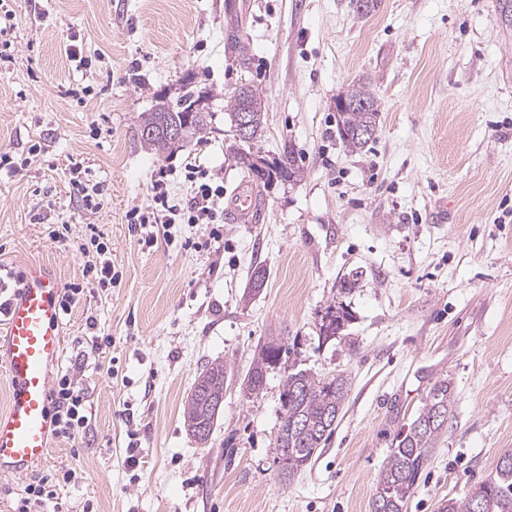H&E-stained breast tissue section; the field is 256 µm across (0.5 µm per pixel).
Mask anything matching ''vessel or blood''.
<instances>
[{"label":"vessel or blood","mask_w":512,"mask_h":512,"mask_svg":"<svg viewBox=\"0 0 512 512\" xmlns=\"http://www.w3.org/2000/svg\"><path fill=\"white\" fill-rule=\"evenodd\" d=\"M256 199L249 183H241L228 199L225 214L234 223L254 220ZM58 286L43 267L31 266L5 315L4 367L11 398L0 415V472L23 475L49 452L51 431L49 366L63 349Z\"/></svg>","instance_id":"vessel-or-blood-1"}]
</instances>
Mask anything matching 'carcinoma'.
Instances as JSON below:
<instances>
[{"label": "carcinoma", "mask_w": 512, "mask_h": 512, "mask_svg": "<svg viewBox=\"0 0 512 512\" xmlns=\"http://www.w3.org/2000/svg\"><path fill=\"white\" fill-rule=\"evenodd\" d=\"M345 107L337 109L336 126L342 140L351 148L361 149L368 139L361 132L368 126H377L379 105L369 87L362 83L348 85L339 96ZM194 95L186 93L174 106L161 105L147 113L143 126L155 128L179 124L184 135L200 134L208 126V113L193 112ZM255 109V130L263 132L264 105L261 94L253 85L244 86L243 95L236 103H228L230 122H235L238 106ZM302 175L295 166L289 148L275 158L266 180L274 177L288 179ZM290 347L280 336H270L261 345L242 386L251 396L263 389L267 371L279 365ZM229 373L224 362H212L198 375L187 399L184 419L192 436L203 425L213 427L218 411L209 402L208 389L214 382L226 383ZM349 391V379L342 375L318 377L307 369L288 370L280 395L281 425L274 441V460L283 456V449H291L287 469L280 471L285 480L293 479L306 468L316 451L332 434L331 423L343 409ZM452 406L451 382L444 379L429 390L423 407L408 425L394 437L381 471L371 512H406L407 503L417 487L420 475L427 465L440 438L448 432ZM439 512H512V462L499 459L494 475L472 489L464 498L444 501Z\"/></svg>", "instance_id": "1"}]
</instances>
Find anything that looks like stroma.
Returning a JSON list of instances; mask_svg holds the SVG:
<instances>
[{
	"label": "stroma",
	"mask_w": 512,
	"mask_h": 512,
	"mask_svg": "<svg viewBox=\"0 0 512 512\" xmlns=\"http://www.w3.org/2000/svg\"><path fill=\"white\" fill-rule=\"evenodd\" d=\"M224 2L0 0L14 57L0 65V154L19 163L0 170V268L38 262L81 287L49 371L75 370L88 418L75 439L51 437L23 479L0 477V512L26 483L69 468L77 478L48 512H370L393 438L442 379L453 427L407 512H439L512 451V29L494 0H381L366 16L354 0H251L240 21ZM362 79L380 123L352 151L336 97ZM247 83L265 103L257 149L271 160L291 145L301 179L259 185V218L224 223L221 240L174 224L171 239L140 245L128 213L151 205L156 180L174 203L194 192L188 166L228 193L247 178L226 109ZM187 89L206 96L208 126L155 154L141 117ZM75 166L104 187L99 209L73 197ZM439 200L444 224L431 220ZM64 224L68 241L54 242ZM94 233L122 276L115 287L84 274L79 246ZM351 277L357 287L341 293ZM337 303L351 319L321 339ZM95 336L98 356L75 369V338ZM270 336L315 374L351 379L333 435L290 482L272 453L287 365L268 370L259 395L241 388ZM214 360L232 380L201 444L183 412Z\"/></svg>",
	"instance_id": "1"
}]
</instances>
